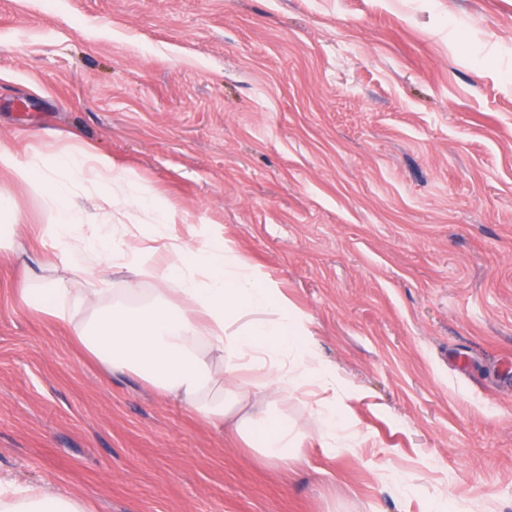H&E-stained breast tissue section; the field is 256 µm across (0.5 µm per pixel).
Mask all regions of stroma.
I'll use <instances>...</instances> for the list:
<instances>
[{"label":"stroma","instance_id":"stroma-1","mask_svg":"<svg viewBox=\"0 0 512 512\" xmlns=\"http://www.w3.org/2000/svg\"><path fill=\"white\" fill-rule=\"evenodd\" d=\"M0 142L84 147L311 319L356 445L280 470L19 294L0 171V486L86 512H512V0H0Z\"/></svg>","mask_w":512,"mask_h":512}]
</instances>
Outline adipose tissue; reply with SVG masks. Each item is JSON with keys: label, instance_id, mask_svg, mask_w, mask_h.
Here are the masks:
<instances>
[{"label": "adipose tissue", "instance_id": "obj_1", "mask_svg": "<svg viewBox=\"0 0 512 512\" xmlns=\"http://www.w3.org/2000/svg\"><path fill=\"white\" fill-rule=\"evenodd\" d=\"M38 193L54 216L43 235L53 256L86 282L83 296L111 293L113 268L131 274L122 293L128 302L99 310L89 324L71 321L72 292L58 280L32 284L24 294L47 300L46 311L72 323L80 342L112 372L130 371L172 397L202 422L223 429L233 443L256 449L280 468L299 456L308 439L279 411L295 393L317 387L323 393L313 411L328 448L351 447L356 422L350 395L323 363L309 318L295 309L277 281L257 270L213 228L198 246L180 236L183 221L173 209L156 212L150 248L112 237V209L144 207L149 192L129 179L109 156L91 151L80 165L54 158L34 169L0 144V171ZM86 185L98 215L85 223L73 203V189ZM153 259L173 279L174 298L148 300L139 276ZM0 512H85L73 499L43 488L0 497Z\"/></svg>", "mask_w": 512, "mask_h": 512}]
</instances>
